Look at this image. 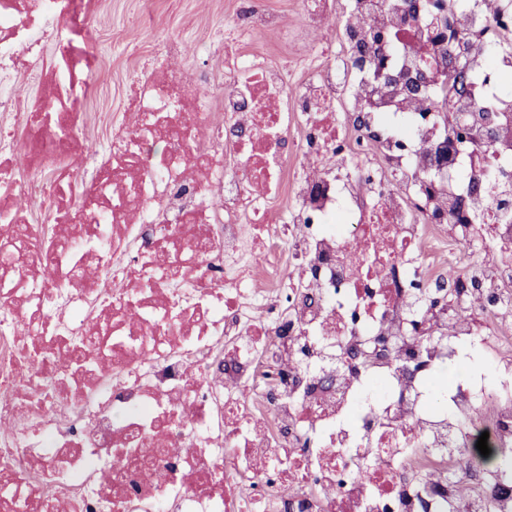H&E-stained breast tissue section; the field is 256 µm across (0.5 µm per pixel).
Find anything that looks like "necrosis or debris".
Returning <instances> with one entry per match:
<instances>
[{
	"label": "necrosis or debris",
	"mask_w": 512,
	"mask_h": 512,
	"mask_svg": "<svg viewBox=\"0 0 512 512\" xmlns=\"http://www.w3.org/2000/svg\"><path fill=\"white\" fill-rule=\"evenodd\" d=\"M299 6L295 40L332 19L345 49L295 92L249 55L213 99L204 72L145 73L134 129L113 114L82 175L100 0H0V223L26 229L0 233V512H512V211L468 195L512 140L482 139L487 89L437 107L377 74L445 50L484 73L487 51L446 33L511 37L512 0ZM461 113L452 175L425 179ZM464 197L478 221L456 222ZM441 284L476 298L471 318L436 305ZM74 336L96 337L90 365ZM474 339L497 388L462 375L434 395Z\"/></svg>",
	"instance_id": "obj_1"
}]
</instances>
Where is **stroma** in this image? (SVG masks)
<instances>
[{
	"instance_id": "obj_1",
	"label": "stroma",
	"mask_w": 512,
	"mask_h": 512,
	"mask_svg": "<svg viewBox=\"0 0 512 512\" xmlns=\"http://www.w3.org/2000/svg\"><path fill=\"white\" fill-rule=\"evenodd\" d=\"M239 7V0H109L105 17L87 31L97 51L99 71L92 89V128L82 142L80 164L88 169L100 160L99 140L109 129L110 116L127 111L126 89L154 62L166 61L172 73L205 69L220 75L224 54L242 51L284 66L289 87L307 77L310 66L297 43L280 31H242L226 40L224 20ZM212 45L201 56V42Z\"/></svg>"
}]
</instances>
